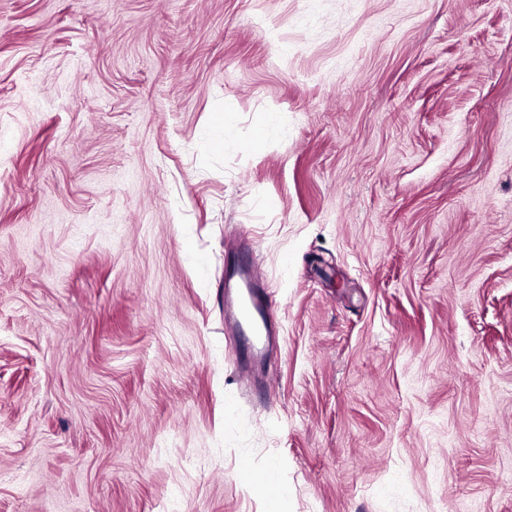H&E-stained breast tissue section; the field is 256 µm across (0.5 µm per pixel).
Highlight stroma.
Instances as JSON below:
<instances>
[{
	"instance_id": "obj_1",
	"label": "stroma",
	"mask_w": 512,
	"mask_h": 512,
	"mask_svg": "<svg viewBox=\"0 0 512 512\" xmlns=\"http://www.w3.org/2000/svg\"><path fill=\"white\" fill-rule=\"evenodd\" d=\"M244 463L512 512V0H0V512H267Z\"/></svg>"
}]
</instances>
